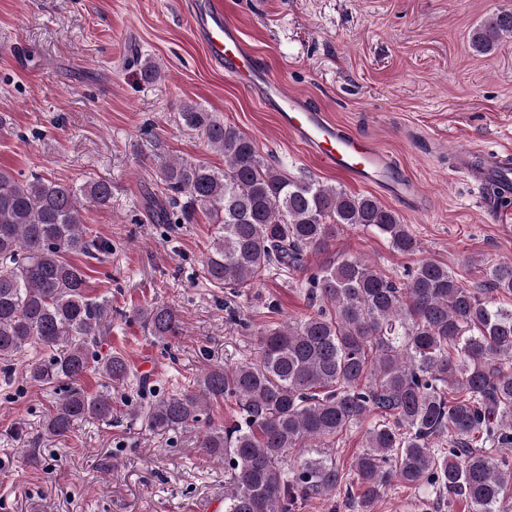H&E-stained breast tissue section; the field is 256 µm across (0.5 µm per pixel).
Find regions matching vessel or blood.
Segmentation results:
<instances>
[{
	"label": "vessel or blood",
	"instance_id": "obj_1",
	"mask_svg": "<svg viewBox=\"0 0 512 512\" xmlns=\"http://www.w3.org/2000/svg\"><path fill=\"white\" fill-rule=\"evenodd\" d=\"M190 9L192 34L206 49L210 61L250 93L274 100L281 128L321 166L357 183L381 187L403 203H417L418 183L399 174L384 151L370 140L344 133L324 112L309 108L281 83L269 81L260 58L225 18L223 0H192ZM453 158L457 172L470 183L480 185L492 179L502 193L512 195V155L487 151L477 158L470 151L457 150Z\"/></svg>",
	"mask_w": 512,
	"mask_h": 512
}]
</instances>
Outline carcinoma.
<instances>
[{
    "label": "carcinoma",
    "mask_w": 512,
    "mask_h": 512,
    "mask_svg": "<svg viewBox=\"0 0 512 512\" xmlns=\"http://www.w3.org/2000/svg\"><path fill=\"white\" fill-rule=\"evenodd\" d=\"M506 39L512 9L474 27L470 46L487 54ZM175 119L224 156L222 168L180 158L161 169L160 223L202 214L212 226L195 278L239 297L270 276H300L309 311L261 331L258 358L209 366L133 416L153 433H195L196 448L224 465V512H292L338 494L348 512H373L395 484L418 492L422 512H453L458 501L469 512H512V263L488 266L487 288L434 260L398 280L346 253L314 267L309 257L344 228L370 230L402 254L419 243L376 196L283 173L196 102H180ZM111 200L106 179L77 186L0 168V372L12 378L26 346L44 350L21 378L57 390L48 437L82 419L112 420V392L147 381L123 353L95 350L106 304L70 260L111 254L112 242L85 224L87 206ZM134 316L156 343L184 335L173 307ZM90 372L99 376L92 394L82 385ZM221 404L237 416L215 426L210 412ZM363 424L364 446L345 471L336 441Z\"/></svg>",
    "instance_id": "1"
}]
</instances>
